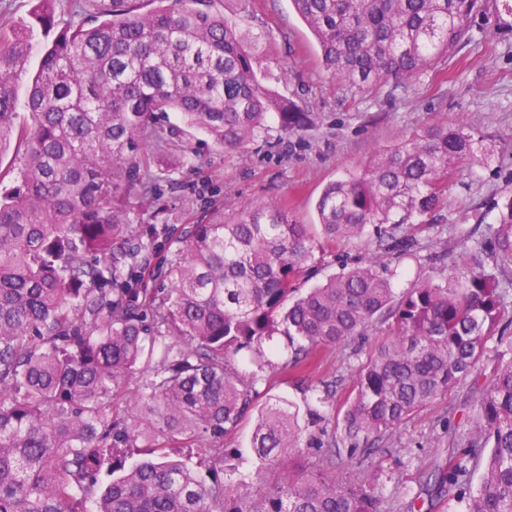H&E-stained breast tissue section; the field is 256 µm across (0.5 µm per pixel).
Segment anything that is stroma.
<instances>
[{"mask_svg":"<svg viewBox=\"0 0 512 512\" xmlns=\"http://www.w3.org/2000/svg\"><path fill=\"white\" fill-rule=\"evenodd\" d=\"M36 0H0V16L15 26L31 28L29 61L16 79V110L27 120V86L35 75L44 46L53 33L35 27ZM218 9L235 17L254 44V67L281 98L312 113V127L287 133L277 120L254 141L238 149L215 145L194 131L187 152L177 147L157 151L153 169L160 195L144 200L124 196L129 223L151 224L163 212L168 224H200L223 215L232 220L243 208L282 202L305 224L316 220L315 203L324 187L359 173L383 148L402 134L431 122L464 123L493 148L494 162L454 170L448 199L433 224L415 232L423 244L422 262L384 256L396 269V287L403 288L429 270L430 257L441 251L456 255L467 246L465 236L484 235L494 223L495 205L512 197V27L496 26L495 5L486 0L474 15L454 55L413 81L390 80L373 89H359L336 80L323 65L311 30L290 0H218ZM370 333L314 356L307 375L313 385L335 383L337 409L318 406L329 425L340 424V409L352 392L351 369L381 341ZM492 374L482 362L465 382L457 384L415 413L392 435L379 441L378 457L391 475L378 504L380 512H457L455 501L432 499L428 476L451 451L477 433L473 405ZM253 415L224 439L225 467L248 480L258 461L250 448Z\"/></svg>","mask_w":512,"mask_h":512,"instance_id":"obj_1","label":"stroma"}]
</instances>
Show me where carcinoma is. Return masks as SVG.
<instances>
[{
	"mask_svg": "<svg viewBox=\"0 0 512 512\" xmlns=\"http://www.w3.org/2000/svg\"><path fill=\"white\" fill-rule=\"evenodd\" d=\"M87 2L94 25L54 37L28 89L26 126L16 123L14 74L30 53L28 31L0 21V150L14 138L23 145L16 184L0 197V512H377L391 476L370 464L338 483L325 468L343 449H371L490 352L492 378L473 410L480 436L431 478L460 512H512V342L488 346L512 285L511 198L489 238L446 271L397 292L394 271L343 262L290 300L315 251L369 226L376 253L419 259L408 225L434 221L449 172L488 165L493 150L462 123H429L329 183L317 223L264 203L230 222L183 227V247L160 258L158 234L170 241L171 226L138 231L121 198L156 197L153 150L187 135L163 129L162 116L177 112L215 144L240 148L273 116L291 133L312 113L264 83L246 34L212 0H156L148 12L143 0L75 5ZM38 3L35 19L49 32L56 0ZM291 3L326 68L360 88L435 68L484 6ZM380 329L387 338L355 369L354 398L341 427L323 431L316 447L327 453L315 468L292 465L314 419L274 396L253 428L257 487L229 488L224 437L253 409L271 366L265 349L283 339L285 366L304 370L313 351ZM239 356L256 371L239 374ZM177 445L199 449L195 465L170 459Z\"/></svg>",
	"mask_w": 512,
	"mask_h": 512,
	"instance_id": "cac0c4a2",
	"label": "carcinoma"
}]
</instances>
